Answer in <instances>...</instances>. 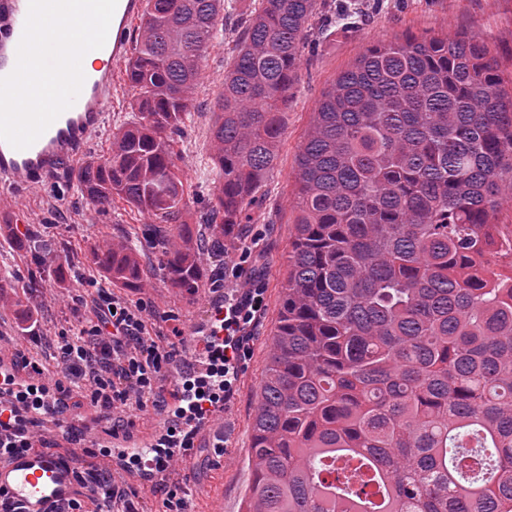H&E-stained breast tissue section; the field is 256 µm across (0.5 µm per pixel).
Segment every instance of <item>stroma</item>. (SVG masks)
<instances>
[{
	"mask_svg": "<svg viewBox=\"0 0 512 512\" xmlns=\"http://www.w3.org/2000/svg\"><path fill=\"white\" fill-rule=\"evenodd\" d=\"M425 30L442 36L463 31L488 34L512 48V0H383L382 8L370 12L359 29L336 30L321 38L314 51L302 54L300 81L288 104L277 159L259 190L263 212L255 223L240 225L235 239L224 243L229 256L239 255L245 245L254 247L246 273L227 281L226 293L240 296L261 286L264 306L223 419L194 450L189 467L177 459L172 462L170 474L185 499L186 512H207L214 500L223 502L224 512H241L251 486L253 411L278 324L294 237L297 156L316 102L370 43ZM232 46L231 35L217 33L204 58L191 118L175 145L186 205L182 219L202 244L212 237L211 226L203 222L215 178L209 160L212 105ZM134 96L125 75H118L106 121L88 138L80 163L66 167L53 180L22 190L0 185V208L18 217L17 223L0 227V273L9 272L14 282L0 290V351L30 349L32 337H54L92 320V312L75 311L73 299L81 294L95 301L102 285L111 296L143 303L150 332H164L173 325L181 329L175 340L178 354L165 374L166 381L181 382L193 341L189 331L205 319L213 296L209 283L223 270L221 258L202 251L206 284L194 294L185 293L164 277L161 246L145 240L153 218L119 200L91 203L79 185L84 165L108 158L113 133L135 120ZM124 238L142 243L141 284L136 288L111 283L93 259L99 245Z\"/></svg>",
	"mask_w": 512,
	"mask_h": 512,
	"instance_id": "35a3bbf8",
	"label": "stroma"
}]
</instances>
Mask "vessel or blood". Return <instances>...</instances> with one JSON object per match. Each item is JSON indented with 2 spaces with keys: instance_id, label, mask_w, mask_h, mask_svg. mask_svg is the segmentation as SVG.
Returning <instances> with one entry per match:
<instances>
[{
  "instance_id": "vessel-or-blood-1",
  "label": "vessel or blood",
  "mask_w": 512,
  "mask_h": 512,
  "mask_svg": "<svg viewBox=\"0 0 512 512\" xmlns=\"http://www.w3.org/2000/svg\"><path fill=\"white\" fill-rule=\"evenodd\" d=\"M144 9L143 0H119L101 55L100 70H85V81L74 104L63 111L28 148L18 150L0 140V183L26 188L52 178L76 163L83 142L98 130L112 100L114 68L124 62L126 32ZM29 11V0H0V77L10 74ZM113 460L154 458L158 448L148 432L118 433L113 437ZM77 470L64 448L33 445L16 449L0 460V494L20 503L24 512H52L55 504L76 496Z\"/></svg>"
}]
</instances>
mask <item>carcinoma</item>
<instances>
[{
    "mask_svg": "<svg viewBox=\"0 0 512 512\" xmlns=\"http://www.w3.org/2000/svg\"><path fill=\"white\" fill-rule=\"evenodd\" d=\"M225 0H148L126 69L137 120L81 191L174 225L163 272H205L174 145ZM357 0H261L214 102L204 223H251L320 30ZM512 49L478 34L373 44L321 93L298 154L295 234L253 414L244 512H512ZM117 285L136 246L96 250Z\"/></svg>",
    "mask_w": 512,
    "mask_h": 512,
    "instance_id": "1",
    "label": "carcinoma"
}]
</instances>
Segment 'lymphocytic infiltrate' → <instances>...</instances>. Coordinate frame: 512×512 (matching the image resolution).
<instances>
[{"label":"lymphocytic infiltrate","mask_w":512,"mask_h":512,"mask_svg":"<svg viewBox=\"0 0 512 512\" xmlns=\"http://www.w3.org/2000/svg\"><path fill=\"white\" fill-rule=\"evenodd\" d=\"M263 301L259 287L225 300L224 317L213 324L210 369L184 385L190 419H202L232 397L249 352L248 330L256 325ZM46 344L49 354L19 357L33 384L14 391L12 376L0 372V391L13 392L18 402L38 410L43 402L37 381L51 379L60 393L78 394L81 402L99 410L115 432L132 425L125 409L147 400L161 404L166 366L177 354L168 337L147 333L143 306L107 296L97 306L93 324L47 339Z\"/></svg>","instance_id":"obj_1"}]
</instances>
